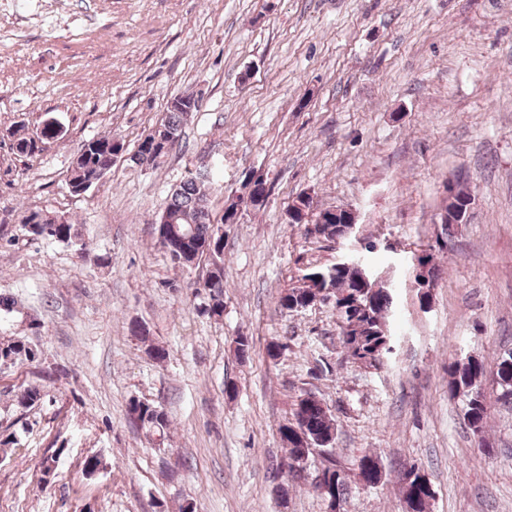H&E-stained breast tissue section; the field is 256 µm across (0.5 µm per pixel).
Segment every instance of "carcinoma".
Returning a JSON list of instances; mask_svg holds the SVG:
<instances>
[{
    "instance_id": "obj_1",
    "label": "carcinoma",
    "mask_w": 512,
    "mask_h": 512,
    "mask_svg": "<svg viewBox=\"0 0 512 512\" xmlns=\"http://www.w3.org/2000/svg\"><path fill=\"white\" fill-rule=\"evenodd\" d=\"M189 111L177 106L167 109L165 118L140 140L135 164L153 165V157L145 156L143 146L159 138L174 146L182 141L183 129ZM122 149L117 146L110 151H102L96 142L86 141L75 156L70 171V184L73 192L84 190L86 186L107 175L112 169L113 154ZM239 202L224 206L222 221L211 222L210 199L204 177L189 176L172 193L165 204L163 213L173 217V224H155L158 245L167 253L171 262L179 267H195L206 263L207 270L197 284V293L207 299L205 313L221 316L224 312V233L222 222L229 220ZM341 222L328 219L320 224L304 225L305 233L335 243L340 232ZM22 230L27 237L46 239L79 246L84 251L79 226L65 221L54 224L47 220L43 224H24ZM366 266L358 260L356 267H341L334 264L317 269L304 276L300 286L286 289L278 299L281 309L297 311L308 307L317 295L334 298L332 303L338 319L340 342L346 357L365 368L380 365L392 352L391 333L387 316L393 303L390 290L384 287L365 288L359 277V268ZM35 350L26 342L13 341L0 344V362L16 363L34 358ZM491 376L500 388V399L512 400V350L504 353L492 371H487L482 360L469 356L465 361L448 364V395L460 397L464 401V422L472 433L484 434L489 416V406L482 387L486 376ZM128 412L137 413V426L162 437L170 424L165 409L140 401L130 403ZM292 415L297 417L298 427L316 446L331 448L336 442V421L321 400L311 393H304L294 404ZM280 439L288 449V472L296 478L305 472L303 462L311 451L303 446L294 435L292 427L280 425ZM359 474L367 483L378 480L379 465L373 457L365 455L359 461ZM404 499L410 512H425L432 490L429 480L416 465L405 468L399 475ZM324 484L330 486L336 504H341L348 490V482L336 465L324 471Z\"/></svg>"
}]
</instances>
